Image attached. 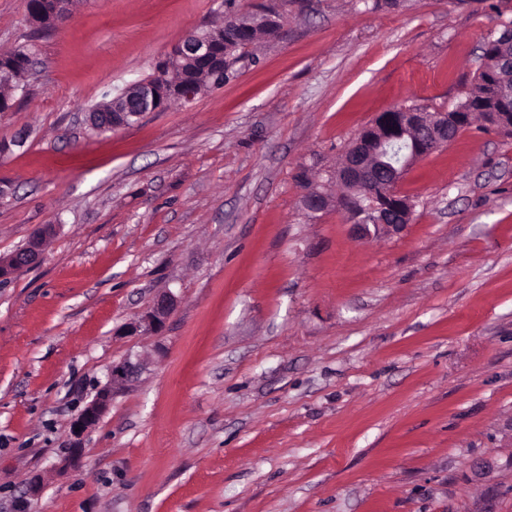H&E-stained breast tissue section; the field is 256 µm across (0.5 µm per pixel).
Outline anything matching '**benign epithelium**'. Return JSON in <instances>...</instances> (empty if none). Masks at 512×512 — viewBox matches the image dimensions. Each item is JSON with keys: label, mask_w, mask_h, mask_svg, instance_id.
<instances>
[{"label": "benign epithelium", "mask_w": 512, "mask_h": 512, "mask_svg": "<svg viewBox=\"0 0 512 512\" xmlns=\"http://www.w3.org/2000/svg\"><path fill=\"white\" fill-rule=\"evenodd\" d=\"M50 11L44 17L34 16L31 21L41 29L56 26L68 12L70 0H50ZM249 25L268 28L274 24V14L257 10L246 14ZM242 16H230L221 29L194 30L174 44L158 61L154 73L130 84L124 89L126 108L108 115L89 112V124L98 129L99 123L113 130L128 127V116L141 119L149 112H160L168 100L177 97L189 104L204 89L194 80H186L178 87L166 82L167 73L182 66L189 59L195 67L215 73L224 72L230 60L231 46L224 41V31L241 27ZM496 50V66L488 80L496 86L498 98L512 103V82L498 80V76L512 74V52L497 46L490 39L485 43ZM487 124L512 133L511 112H486ZM471 113L408 112L402 106L393 107L364 126L336 167V182L342 186V198L337 199L315 187H308L302 198L304 207L316 212L332 204L353 203L351 219L358 236H389L403 231L410 223L412 205L398 190L408 169L431 152L445 147L469 125ZM49 230L38 231L23 251L0 259V279H8L20 270L34 265L40 259ZM175 296L160 295L150 309L127 327L129 333L153 335L161 332L174 310ZM140 371V364L126 359L112 366L110 383L101 388L93 400L82 410L71 426L72 435L78 437L94 426L112 401V390L123 386Z\"/></svg>", "instance_id": "7a95c632"}]
</instances>
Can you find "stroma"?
Wrapping results in <instances>:
<instances>
[{"label": "stroma", "instance_id": "1", "mask_svg": "<svg viewBox=\"0 0 512 512\" xmlns=\"http://www.w3.org/2000/svg\"><path fill=\"white\" fill-rule=\"evenodd\" d=\"M262 7L281 27L222 87L91 129L186 33ZM511 20L512 0H74L36 35L0 0V49L33 59L0 112V258L52 229L0 282V512L34 480L36 512H512V135L476 122L413 165L391 237L304 209L299 179L335 193L380 112L453 109ZM167 291L160 334L124 333ZM48 229L39 230L23 251H17L7 258L0 259V279H8L20 270L34 265L40 259ZM141 367L139 363L126 359L113 365L110 383L101 388L93 400L82 410L71 426L72 435L80 436L88 428L94 426L102 417L112 401V389L123 386L128 380L136 376ZM76 427L80 431H76Z\"/></svg>", "mask_w": 512, "mask_h": 512}]
</instances>
